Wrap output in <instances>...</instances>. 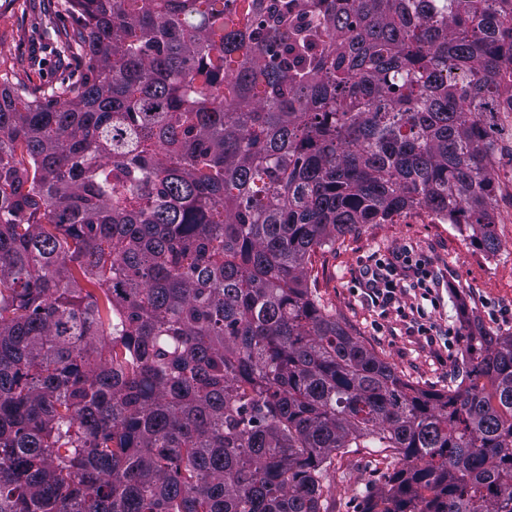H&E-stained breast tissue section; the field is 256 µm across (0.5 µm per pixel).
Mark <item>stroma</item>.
<instances>
[{
	"instance_id": "obj_1",
	"label": "stroma",
	"mask_w": 512,
	"mask_h": 512,
	"mask_svg": "<svg viewBox=\"0 0 512 512\" xmlns=\"http://www.w3.org/2000/svg\"><path fill=\"white\" fill-rule=\"evenodd\" d=\"M39 7L32 0H0V74L31 77L54 85L61 70L44 50L35 30ZM499 152L494 169L500 193L494 207L495 231L502 242L496 254L471 244L464 233L422 211L390 224H365L317 252L313 273L323 304L349 332L378 353L411 385L443 391L461 380L459 337L465 316L479 318L494 331L512 334V112L497 116ZM409 247L429 259L438 304L432 313L438 334L419 335L395 310L381 311L357 293L354 279L371 259ZM387 467L384 452L357 448L337 455L327 473L329 512H359L381 488Z\"/></svg>"
}]
</instances>
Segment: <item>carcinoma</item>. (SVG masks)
<instances>
[{
	"instance_id": "cac0c4a2",
	"label": "carcinoma",
	"mask_w": 512,
	"mask_h": 512,
	"mask_svg": "<svg viewBox=\"0 0 512 512\" xmlns=\"http://www.w3.org/2000/svg\"><path fill=\"white\" fill-rule=\"evenodd\" d=\"M80 74L0 85V512H512V335L416 388L308 285L421 210L500 250L512 0H57ZM353 452L338 454L327 473L331 486L328 510L357 512L362 502L382 487V474L388 459L380 448H350ZM329 481V482H328Z\"/></svg>"
}]
</instances>
